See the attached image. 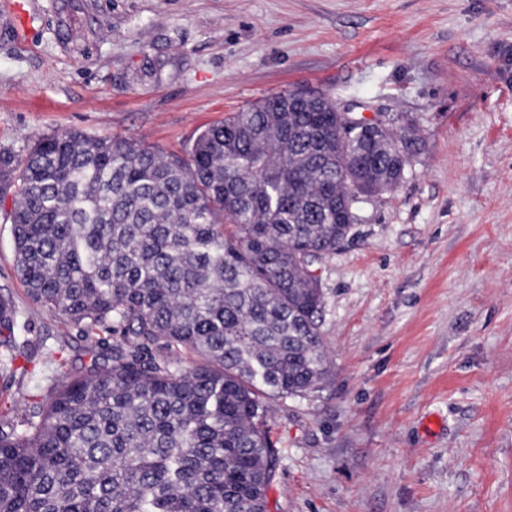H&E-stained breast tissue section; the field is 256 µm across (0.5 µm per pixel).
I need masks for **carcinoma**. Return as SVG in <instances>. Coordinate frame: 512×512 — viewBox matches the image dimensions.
I'll list each match as a JSON object with an SVG mask.
<instances>
[{
	"label": "carcinoma",
	"mask_w": 512,
	"mask_h": 512,
	"mask_svg": "<svg viewBox=\"0 0 512 512\" xmlns=\"http://www.w3.org/2000/svg\"><path fill=\"white\" fill-rule=\"evenodd\" d=\"M332 99L279 94L200 130L185 156L68 130L0 152L18 277L82 326L64 371L0 416V512H268L269 397L321 388L315 265L401 182L410 123L340 134ZM0 298V372L27 340ZM193 355L183 363L180 353Z\"/></svg>",
	"instance_id": "obj_1"
}]
</instances>
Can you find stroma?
<instances>
[{
    "instance_id": "stroma-1",
    "label": "stroma",
    "mask_w": 512,
    "mask_h": 512,
    "mask_svg": "<svg viewBox=\"0 0 512 512\" xmlns=\"http://www.w3.org/2000/svg\"><path fill=\"white\" fill-rule=\"evenodd\" d=\"M298 89L422 141L318 265L332 375L269 403V512H512V0H0V149L19 159L74 129L181 155ZM0 297L87 373L78 326L27 295L3 206ZM46 373L32 349L0 413Z\"/></svg>"
}]
</instances>
